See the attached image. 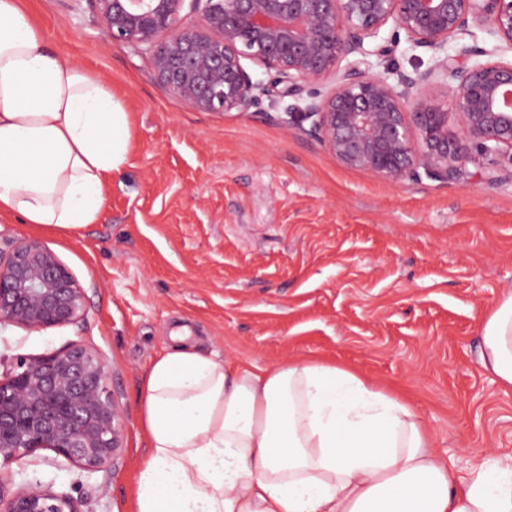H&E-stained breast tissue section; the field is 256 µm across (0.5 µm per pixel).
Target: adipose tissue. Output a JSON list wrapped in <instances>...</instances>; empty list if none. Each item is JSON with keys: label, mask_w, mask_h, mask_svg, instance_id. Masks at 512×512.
Returning <instances> with one entry per match:
<instances>
[{"label": "adipose tissue", "mask_w": 512, "mask_h": 512, "mask_svg": "<svg viewBox=\"0 0 512 512\" xmlns=\"http://www.w3.org/2000/svg\"><path fill=\"white\" fill-rule=\"evenodd\" d=\"M129 140L107 85L50 50L20 0H0V215L94 223ZM172 339L142 382L149 453L131 512H512V464L459 476L398 393L333 363L255 373ZM478 358L512 386V295L486 317Z\"/></svg>", "instance_id": "ef3b65f1"}]
</instances>
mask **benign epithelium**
<instances>
[{
    "instance_id": "7a95c632",
    "label": "benign epithelium",
    "mask_w": 512,
    "mask_h": 512,
    "mask_svg": "<svg viewBox=\"0 0 512 512\" xmlns=\"http://www.w3.org/2000/svg\"><path fill=\"white\" fill-rule=\"evenodd\" d=\"M93 0L102 34L145 56L169 95L196 112H248L267 84L244 67L274 74L283 97L314 90L301 115L309 132L352 169L391 183L419 171L453 180L472 154L512 167V0ZM393 24L390 38L382 37ZM405 34L410 49L433 52L424 71H374ZM499 44L479 45L480 35ZM471 40L448 54L451 39ZM455 95L459 131L436 88ZM86 294L39 239L0 250V326L39 332L80 319ZM104 357L81 342L20 357L0 373V469L49 450L93 474L112 467L124 421L106 387ZM0 512H82L50 484L9 490L0 474Z\"/></svg>"
}]
</instances>
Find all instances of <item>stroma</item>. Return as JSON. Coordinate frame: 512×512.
<instances>
[{
	"label": "stroma",
	"mask_w": 512,
	"mask_h": 512,
	"mask_svg": "<svg viewBox=\"0 0 512 512\" xmlns=\"http://www.w3.org/2000/svg\"><path fill=\"white\" fill-rule=\"evenodd\" d=\"M47 46L100 76L129 114L126 164L97 220L69 233L0 217V248L47 241L87 295L77 322L0 328L12 362L81 341L100 352L122 412L123 450L83 476L50 451L12 465L14 485L52 484L86 512H130L147 455L141 384L185 327L217 362L346 366L407 397L461 475L512 455V388L478 361L486 315L512 294V181L478 162L460 178L391 184L342 167L298 111L193 112L106 40L91 0H26Z\"/></svg>",
	"instance_id": "stroma-1"
}]
</instances>
